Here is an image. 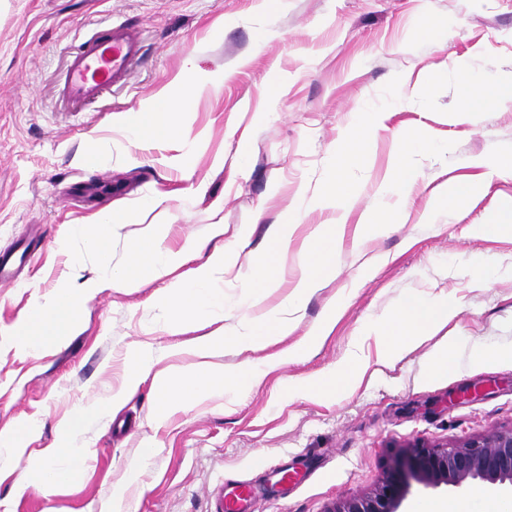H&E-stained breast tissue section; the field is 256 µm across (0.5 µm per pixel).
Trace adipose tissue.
I'll return each instance as SVG.
<instances>
[{"label": "adipose tissue", "instance_id": "obj_1", "mask_svg": "<svg viewBox=\"0 0 512 512\" xmlns=\"http://www.w3.org/2000/svg\"><path fill=\"white\" fill-rule=\"evenodd\" d=\"M203 78L198 71L185 72L184 90L180 94L163 92L133 112L131 127L145 138L159 141L179 138L182 128L179 116L188 108L193 96L202 89ZM462 96L467 112L476 114L488 108L512 109V77L494 81L492 88L464 86ZM426 133L412 138H400L392 161V176L382 185L384 194L397 196L396 204L377 202L370 211L362 213L357 222L358 231L380 232L400 223L404 212L401 202L409 199L418 184V173L410 164L414 151L431 147ZM474 173L464 185L452 192L434 196L428 210L431 217H438L446 210L457 209L460 203L490 187L494 180L512 177V152L505 151L492 157H476L468 162ZM131 216L115 218L105 213L93 223L81 226L80 234L87 247L100 260V273L95 283L85 288L61 285L50 295L37 299L14 332L15 344L35 351L41 348L48 336H64L78 309L100 288L122 286L137 288L154 282L188 261L196 266L186 280L181 281L169 296L170 314L166 322L169 332L178 334L190 325L208 328L222 320L224 299L213 283L218 275L232 269L224 248L206 251L200 241H190L177 253L164 250L155 233L147 232L130 246L127 261L121 268H113L110 240L116 223H131ZM459 313V307L451 295L434 299L411 297L400 309L386 320L378 334L385 346L389 360H397L404 353L414 350L431 336L447 326ZM365 368L356 356H349L336 368L310 380L308 389L325 393L337 392L358 386ZM413 512H512V499L478 493L452 502L438 500L418 502Z\"/></svg>", "mask_w": 512, "mask_h": 512}]
</instances>
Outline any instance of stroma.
<instances>
[{
  "label": "stroma",
  "mask_w": 512,
  "mask_h": 512,
  "mask_svg": "<svg viewBox=\"0 0 512 512\" xmlns=\"http://www.w3.org/2000/svg\"><path fill=\"white\" fill-rule=\"evenodd\" d=\"M111 22L140 34V61L95 104L65 103L68 56ZM190 57L209 84L182 115L181 137L138 139L126 127L130 112L159 92H178ZM511 73L512 0H0V250L37 241L34 261L0 286V432L24 418L38 425L0 483V512H221L220 489L236 482L253 488L250 512H329L371 489L391 457L416 443L452 446L511 429L512 237L484 239L469 228L512 205V179L495 180L441 223L421 220L433 192L468 179L467 159L512 146V110L460 116L465 79ZM395 77L398 98L371 140L355 212L373 205L398 136L423 130L438 149L410 158L419 186L406 224L362 236L346 224L295 331L303 336L342 301L318 348L243 389L231 407L207 401L162 422L143 383L109 424L86 433L93 453L74 484L21 489L60 423L120 385L127 355L150 348L173 374L193 361L194 332L164 327L165 296L187 277L186 264L136 290H103L63 338L38 351L11 345L35 297L97 275L76 226L109 211L134 213L135 223L112 234L116 267L155 223L173 251L191 237L232 247L244 234V266L269 261L270 225L299 213L281 276L261 301L273 307L305 272V237L332 220L313 199L337 137ZM94 139L100 150L89 164ZM216 223L224 234L214 239ZM412 294L454 296L460 313L447 331L457 373L431 374L434 338L396 363L384 360L374 330ZM480 348L508 357L480 364ZM352 354L366 364L359 387L292 393ZM148 445L156 454L144 464ZM279 468L297 472V484L275 486Z\"/></svg>",
  "instance_id": "1"
}]
</instances>
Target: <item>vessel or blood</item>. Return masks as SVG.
<instances>
[{"label": "vessel or blood", "mask_w": 512, "mask_h": 512, "mask_svg": "<svg viewBox=\"0 0 512 512\" xmlns=\"http://www.w3.org/2000/svg\"><path fill=\"white\" fill-rule=\"evenodd\" d=\"M140 51L138 36L121 25L85 39L63 74V97L74 104L94 101L106 88L128 78Z\"/></svg>", "instance_id": "obj_1"}]
</instances>
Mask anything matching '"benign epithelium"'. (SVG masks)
Returning <instances> with one entry per match:
<instances>
[{
    "instance_id": "1",
    "label": "benign epithelium",
    "mask_w": 512,
    "mask_h": 512,
    "mask_svg": "<svg viewBox=\"0 0 512 512\" xmlns=\"http://www.w3.org/2000/svg\"><path fill=\"white\" fill-rule=\"evenodd\" d=\"M412 481L426 488L476 482L512 494V429L449 447L417 443L391 459L374 488L337 502L329 512H402Z\"/></svg>"
}]
</instances>
